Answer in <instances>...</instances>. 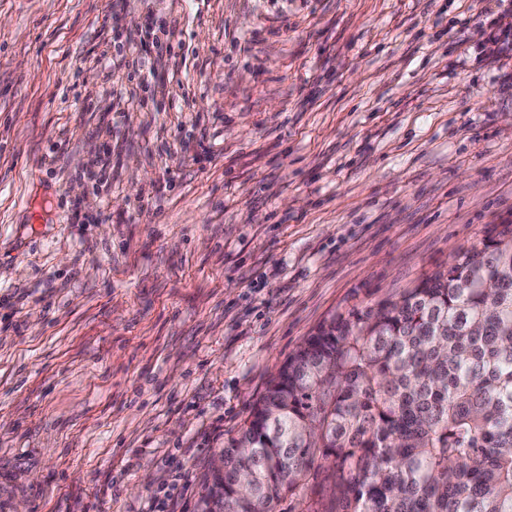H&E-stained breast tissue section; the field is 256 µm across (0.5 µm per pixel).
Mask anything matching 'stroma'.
<instances>
[{"instance_id":"35a3bbf8","label":"stroma","mask_w":512,"mask_h":512,"mask_svg":"<svg viewBox=\"0 0 512 512\" xmlns=\"http://www.w3.org/2000/svg\"><path fill=\"white\" fill-rule=\"evenodd\" d=\"M512 0H0V512H198L323 321L512 224Z\"/></svg>"}]
</instances>
